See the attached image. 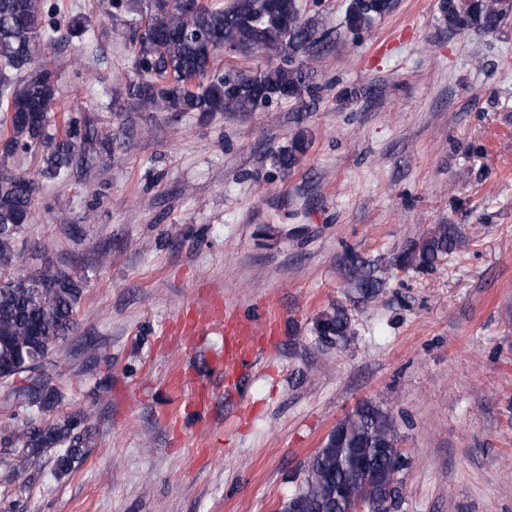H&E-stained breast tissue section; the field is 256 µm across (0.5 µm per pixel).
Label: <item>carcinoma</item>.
<instances>
[{"label":"carcinoma","mask_w":512,"mask_h":512,"mask_svg":"<svg viewBox=\"0 0 512 512\" xmlns=\"http://www.w3.org/2000/svg\"><path fill=\"white\" fill-rule=\"evenodd\" d=\"M392 9V0H349L344 25L351 32L368 29ZM448 30L493 35L512 18V0H440ZM56 7L46 0H0V103L5 105V139L0 160L22 153H41L39 175L57 178L72 169L88 137L69 122L60 137L49 123L58 98L56 72L35 64L41 43L54 26ZM135 16L123 23L142 30L132 43L135 76L126 84L129 101L145 112H256L278 101H314L320 86L310 63L320 59L326 34L299 0H137ZM231 49L241 56L267 57L256 76L223 65ZM308 148L297 135L274 155L287 172ZM40 181L0 163V381L40 368L76 327L77 309L85 296L84 278L57 268L20 272L16 242L33 217ZM462 243L455 224H436L408 250L390 261L349 253L345 280L362 299L375 298L395 269H428L447 259ZM321 341L337 344L350 334L344 307L336 306L316 322ZM29 407L52 411L56 389L36 379L25 393ZM94 442L91 417L79 410L49 423L27 418L0 427V448H22L38 459L54 451V470L73 472ZM403 454L390 415L364 402L339 420L321 448L305 465L297 491L296 512H352L363 485L371 480L395 482L392 457Z\"/></svg>","instance_id":"obj_1"}]
</instances>
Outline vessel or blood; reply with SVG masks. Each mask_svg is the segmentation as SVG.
I'll list each match as a JSON object with an SVG mask.
<instances>
[{"label":"vessel or blood","mask_w":512,"mask_h":512,"mask_svg":"<svg viewBox=\"0 0 512 512\" xmlns=\"http://www.w3.org/2000/svg\"><path fill=\"white\" fill-rule=\"evenodd\" d=\"M280 324L277 315L269 314L261 320L245 316L240 309L230 303L203 302L183 315L178 327L183 332L192 333L214 326L224 338V352L216 359L225 378L235 377L252 361L253 336L256 329L275 333Z\"/></svg>","instance_id":"vessel-or-blood-1"}]
</instances>
